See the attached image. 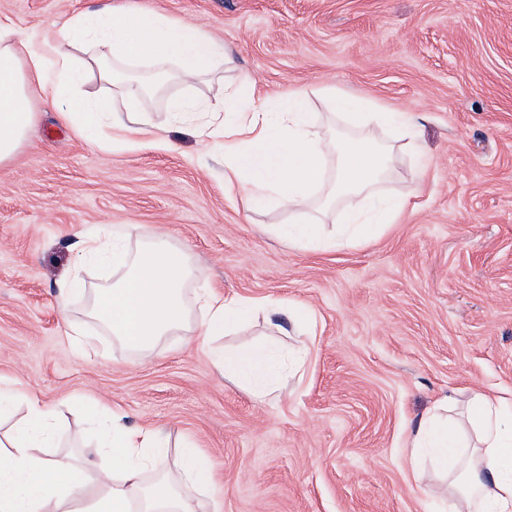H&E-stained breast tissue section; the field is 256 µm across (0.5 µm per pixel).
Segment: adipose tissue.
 Wrapping results in <instances>:
<instances>
[{
	"instance_id": "obj_1",
	"label": "adipose tissue",
	"mask_w": 512,
	"mask_h": 512,
	"mask_svg": "<svg viewBox=\"0 0 512 512\" xmlns=\"http://www.w3.org/2000/svg\"><path fill=\"white\" fill-rule=\"evenodd\" d=\"M232 58L219 41L165 14L105 8L54 21L51 32H23L0 17V166L10 163L33 132L35 100L49 97L62 106L61 117L89 143L111 147L131 136L158 139L160 128L144 103L171 80L193 84ZM149 75L135 77L139 66ZM110 89L91 97L82 92L87 77ZM330 107L345 115L353 130L325 133L306 110V97L291 91L275 99L276 110L246 101L234 87L206 103L172 98L174 120L204 111L210 118L195 133L210 152L226 159L224 182L238 189L246 208L269 204L303 215L343 209L346 221L336 235L313 224H283L276 232L301 248L333 250L372 238L395 223L408 197L381 191L398 153L416 151L420 127L410 113L395 112L364 97L323 88ZM394 135L381 140L377 128ZM332 179H325L328 159ZM133 224L107 226L79 234L81 260L120 269L113 282L98 285L85 307L87 324L70 322L67 335L84 354H100V337L89 323L126 350L142 353L198 325L202 335L220 336L257 308L274 311L275 300L227 298L199 287V268L180 244L162 236L129 242ZM216 369L252 394H275L286 376L285 355L274 347L215 351ZM453 396L438 401L410 439L414 478L426 473L448 481L447 512H512V408L501 398L477 392L468 401L472 436L461 441L460 425L449 420ZM27 414L14 431L0 437V512H222L212 469L193 443H183L175 467L154 480L146 473L164 452L166 438L151 427L131 428L106 412L102 444L112 451L111 469L76 466L39 456L52 447L59 426L52 410L27 399Z\"/></svg>"
}]
</instances>
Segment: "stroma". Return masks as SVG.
Returning <instances> with one entry per match:
<instances>
[{"instance_id": "1", "label": "stroma", "mask_w": 512, "mask_h": 512, "mask_svg": "<svg viewBox=\"0 0 512 512\" xmlns=\"http://www.w3.org/2000/svg\"><path fill=\"white\" fill-rule=\"evenodd\" d=\"M164 13L222 40L237 67L147 100L164 140L103 151L77 137L52 99L0 167V382L19 381L81 430L55 458L107 466L90 428L100 407L216 466L223 512H437L448 485L417 480L409 439L436 401L472 391L512 400V0H0L21 31L105 4ZM233 83L255 104L293 89L327 118L333 87L413 113L419 155H399L383 191H423L380 236L332 252L271 234L304 218L246 210L224 187V157L205 155L171 96L212 97ZM135 224L170 234L204 270L201 287L227 297L309 307L301 340L287 313L264 315L213 345L307 343L276 394L256 399L224 378L194 330L145 358L120 347L74 349L56 296L80 231Z\"/></svg>"}]
</instances>
